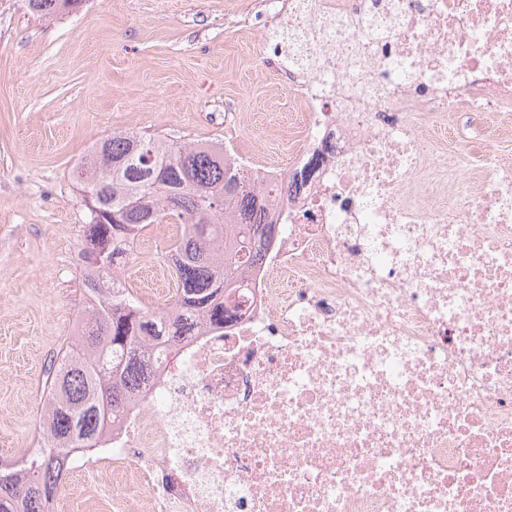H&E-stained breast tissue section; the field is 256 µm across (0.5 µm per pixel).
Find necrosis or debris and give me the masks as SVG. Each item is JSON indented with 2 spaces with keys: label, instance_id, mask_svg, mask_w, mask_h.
<instances>
[{
  "label": "necrosis or debris",
  "instance_id": "4bbe7bcc",
  "mask_svg": "<svg viewBox=\"0 0 512 512\" xmlns=\"http://www.w3.org/2000/svg\"><path fill=\"white\" fill-rule=\"evenodd\" d=\"M288 18L274 239L62 497L107 512H512V0H263ZM465 140L452 151L448 141Z\"/></svg>",
  "mask_w": 512,
  "mask_h": 512
}]
</instances>
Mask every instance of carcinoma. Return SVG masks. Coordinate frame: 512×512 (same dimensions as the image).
Returning <instances> with one entry per match:
<instances>
[{"label":"carcinoma","instance_id":"cac0c4a2","mask_svg":"<svg viewBox=\"0 0 512 512\" xmlns=\"http://www.w3.org/2000/svg\"><path fill=\"white\" fill-rule=\"evenodd\" d=\"M79 0H28L54 17ZM224 150L118 132L79 167L94 209L84 225L81 330L46 370L41 450L0 461V512H50L75 454L89 456L151 372L152 353L173 354L202 323L224 326V294L242 287L273 238L259 195L243 188ZM166 218L183 226L167 252L177 281L169 303L145 311L121 277L130 244Z\"/></svg>","mask_w":512,"mask_h":512}]
</instances>
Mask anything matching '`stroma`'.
<instances>
[{"instance_id":"35a3bbf8","label":"stroma","mask_w":512,"mask_h":512,"mask_svg":"<svg viewBox=\"0 0 512 512\" xmlns=\"http://www.w3.org/2000/svg\"><path fill=\"white\" fill-rule=\"evenodd\" d=\"M247 3L84 0L45 19L0 0V458L39 446L32 408L80 326L90 150L147 132L290 162L299 100L259 57Z\"/></svg>"}]
</instances>
